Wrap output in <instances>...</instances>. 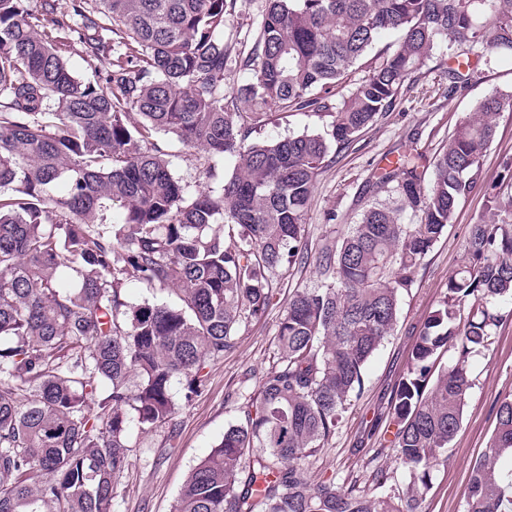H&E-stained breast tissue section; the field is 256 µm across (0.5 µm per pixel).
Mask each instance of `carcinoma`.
Here are the masks:
<instances>
[{"label": "carcinoma", "instance_id": "1", "mask_svg": "<svg viewBox=\"0 0 512 512\" xmlns=\"http://www.w3.org/2000/svg\"><path fill=\"white\" fill-rule=\"evenodd\" d=\"M250 51L224 41L237 0H0V512H112L136 425L173 420L206 368L276 303L308 261L303 224L330 150L389 112L447 43L448 93L512 50V0H267ZM389 31L397 48L336 99ZM78 45L82 80L61 55ZM248 77L225 103L224 76ZM512 92L478 102L434 157L405 153L362 186L359 219L288 297L277 352L244 420L182 486L174 512H418L472 388L469 358L512 299V159L486 187L448 292L394 391L406 494L370 497L303 462L336 432L364 370L394 329L401 290L477 185ZM329 117L323 131L255 138L270 112ZM138 120L131 121V115ZM164 132L204 153L220 189L186 197ZM123 223L110 224L113 209ZM133 283L171 303L135 304ZM456 360L436 366L441 352ZM512 395L470 468L465 512H512Z\"/></svg>", "mask_w": 512, "mask_h": 512}]
</instances>
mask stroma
<instances>
[{
	"instance_id": "1",
	"label": "stroma",
	"mask_w": 512,
	"mask_h": 512,
	"mask_svg": "<svg viewBox=\"0 0 512 512\" xmlns=\"http://www.w3.org/2000/svg\"><path fill=\"white\" fill-rule=\"evenodd\" d=\"M265 6L266 0H249L247 6L237 8L224 32L235 49H250ZM447 58L446 48H439L435 60L411 79L390 112L364 129L348 150L330 154L306 215L308 262L283 280L281 297L267 316L241 330L236 348L209 364L207 386L200 395L185 401L182 383H174L173 399L179 408L175 418L146 433L131 430L128 467L116 480L112 512H173L192 467L221 440L228 426L242 421L250 397L272 363L278 323L289 296L313 284L319 249L327 238L335 237L337 225L350 223L361 213L364 201L359 187L379 171L383 159L406 151L433 157L477 101L512 90L510 52L491 54L468 87L453 96L447 93L443 68ZM154 141L172 154V172L188 195L219 186V179L206 176L199 151L184 147L171 135H156ZM508 158H512V112L498 119L495 140L482 163V188L461 202L454 223L423 257L411 287L402 291L395 329L368 362L362 394L344 413L325 448L305 461L309 480L331 478L370 496L396 497L404 491L409 471L392 443V392L424 321L443 299L448 278L460 264L471 224L485 209L483 188L496 180ZM332 210L339 215L334 225L325 220ZM497 310L499 323L491 345L470 360L473 386L461 427L447 459L432 469L420 512H464L470 468L489 445L496 403L512 394V300H500ZM380 469L389 475L382 487L373 480Z\"/></svg>"
}]
</instances>
